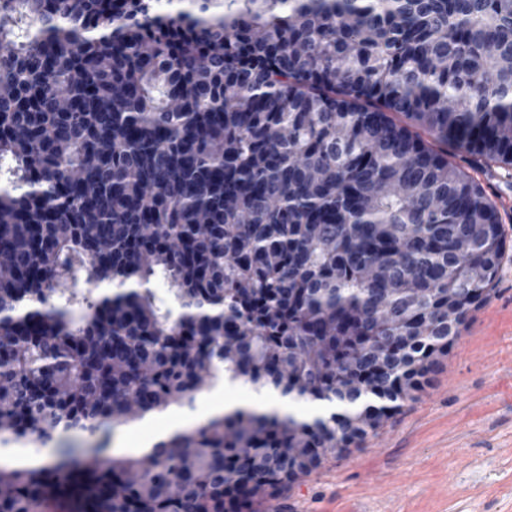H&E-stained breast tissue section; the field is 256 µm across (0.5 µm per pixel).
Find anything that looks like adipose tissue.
<instances>
[{
    "mask_svg": "<svg viewBox=\"0 0 512 512\" xmlns=\"http://www.w3.org/2000/svg\"><path fill=\"white\" fill-rule=\"evenodd\" d=\"M252 409L259 412L276 410L297 416H314L328 413L329 407L321 402H299L275 392L255 394L242 388L234 381H225L224 389L213 392L204 399L200 420L231 412L236 409Z\"/></svg>",
    "mask_w": 512,
    "mask_h": 512,
    "instance_id": "ef3b65f1",
    "label": "adipose tissue"
}]
</instances>
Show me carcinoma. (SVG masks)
I'll return each instance as SVG.
<instances>
[{
	"instance_id": "carcinoma-1",
	"label": "carcinoma",
	"mask_w": 512,
	"mask_h": 512,
	"mask_svg": "<svg viewBox=\"0 0 512 512\" xmlns=\"http://www.w3.org/2000/svg\"><path fill=\"white\" fill-rule=\"evenodd\" d=\"M0 82V447L226 375L340 408L0 462V512H255L414 399L496 281L454 157L512 174V0H0Z\"/></svg>"
}]
</instances>
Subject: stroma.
Listing matches in <instances>:
<instances>
[{
	"instance_id": "35a3bbf8",
	"label": "stroma",
	"mask_w": 512,
	"mask_h": 512,
	"mask_svg": "<svg viewBox=\"0 0 512 512\" xmlns=\"http://www.w3.org/2000/svg\"><path fill=\"white\" fill-rule=\"evenodd\" d=\"M471 176L506 238L496 282L416 399L284 485L258 512H512V178Z\"/></svg>"
}]
</instances>
